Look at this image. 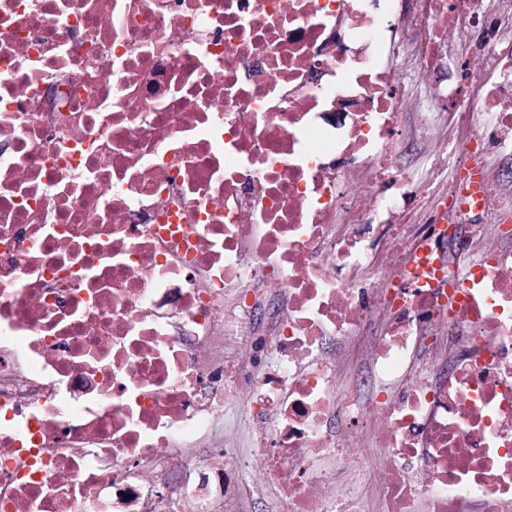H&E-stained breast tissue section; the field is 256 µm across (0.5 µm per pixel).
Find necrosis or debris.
<instances>
[{
  "label": "necrosis or debris",
  "instance_id": "obj_1",
  "mask_svg": "<svg viewBox=\"0 0 512 512\" xmlns=\"http://www.w3.org/2000/svg\"><path fill=\"white\" fill-rule=\"evenodd\" d=\"M371 3L0 0V512H212L234 459L201 476L189 447L235 386L204 351L264 279L287 317L248 409L286 512H363L334 463L384 512H512V194L434 123L433 161L397 165L412 94ZM424 3L426 98L511 151L512 55L486 40L476 98L434 78L451 35L492 33L483 0ZM360 334L364 401L322 350ZM333 482L336 492L339 494L360 493L364 498L365 507L368 512H383L382 495L378 486L372 484L365 488H358L352 483L349 472L342 468H336Z\"/></svg>",
  "mask_w": 512,
  "mask_h": 512
}]
</instances>
